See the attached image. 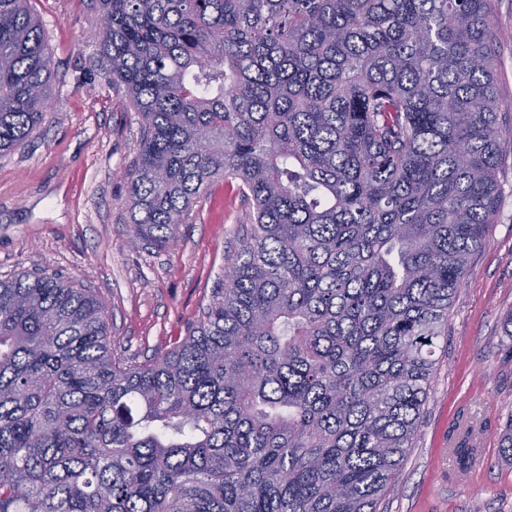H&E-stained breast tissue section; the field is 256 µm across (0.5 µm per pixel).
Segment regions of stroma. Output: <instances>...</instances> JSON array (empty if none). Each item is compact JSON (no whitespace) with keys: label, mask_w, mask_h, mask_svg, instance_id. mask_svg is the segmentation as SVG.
Wrapping results in <instances>:
<instances>
[{"label":"stroma","mask_w":512,"mask_h":512,"mask_svg":"<svg viewBox=\"0 0 512 512\" xmlns=\"http://www.w3.org/2000/svg\"><path fill=\"white\" fill-rule=\"evenodd\" d=\"M55 64L52 104L27 144L0 156V278L59 274L105 306L112 347L136 363L163 355L199 319L244 233L246 206L219 182L159 250L128 238V177L143 121L100 62L95 0H33ZM501 137L512 141V0H494ZM498 208L472 255L435 348L437 365L398 489L381 512H512V465L501 435L512 421V150L500 156ZM481 424L483 465L461 474L448 436Z\"/></svg>","instance_id":"1"}]
</instances>
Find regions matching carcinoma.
Masks as SVG:
<instances>
[{
  "label": "carcinoma",
  "mask_w": 512,
  "mask_h": 512,
  "mask_svg": "<svg viewBox=\"0 0 512 512\" xmlns=\"http://www.w3.org/2000/svg\"><path fill=\"white\" fill-rule=\"evenodd\" d=\"M30 0H0V155L49 112ZM143 119L133 242L217 180L250 228L189 334L131 364L89 288L0 279V512H377L499 198L490 0H99ZM461 469L477 455L457 434Z\"/></svg>",
  "instance_id": "carcinoma-1"
}]
</instances>
